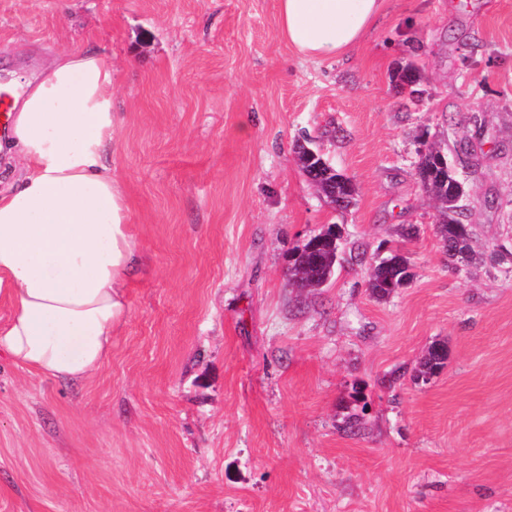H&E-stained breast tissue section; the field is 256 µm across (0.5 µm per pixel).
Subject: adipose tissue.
<instances>
[{
    "instance_id": "ef3b65f1",
    "label": "adipose tissue",
    "mask_w": 512,
    "mask_h": 512,
    "mask_svg": "<svg viewBox=\"0 0 512 512\" xmlns=\"http://www.w3.org/2000/svg\"><path fill=\"white\" fill-rule=\"evenodd\" d=\"M383 0H278L282 36L326 59L355 44ZM10 150L21 178L0 190V355L54 381L91 378L127 316L137 256L128 205L104 154L112 142V67L99 54L57 55L15 82Z\"/></svg>"
}]
</instances>
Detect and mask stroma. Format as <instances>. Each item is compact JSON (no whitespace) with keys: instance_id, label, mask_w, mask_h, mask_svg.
I'll list each match as a JSON object with an SVG mask.
<instances>
[{"instance_id":"35a3bbf8","label":"stroma","mask_w":512,"mask_h":512,"mask_svg":"<svg viewBox=\"0 0 512 512\" xmlns=\"http://www.w3.org/2000/svg\"><path fill=\"white\" fill-rule=\"evenodd\" d=\"M277 6L0 0V78L73 49L111 63L107 161L139 248L92 378L0 355V512H512V0H383L328 60ZM305 137L355 184L348 208L305 176ZM427 142L469 192L482 259L461 272L416 176ZM327 224L335 276L289 287ZM391 249L413 277L379 301L365 279ZM436 342L444 367L414 380Z\"/></svg>"}]
</instances>
